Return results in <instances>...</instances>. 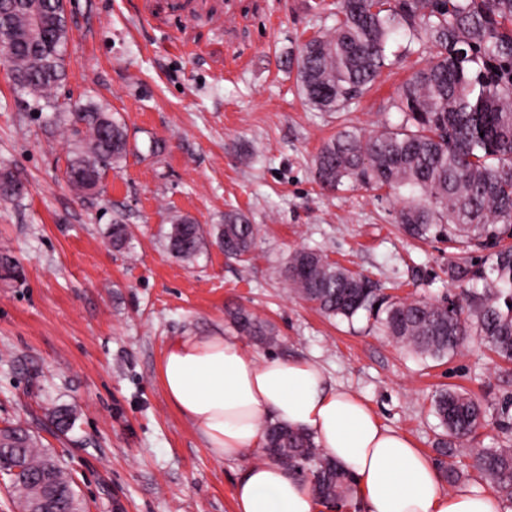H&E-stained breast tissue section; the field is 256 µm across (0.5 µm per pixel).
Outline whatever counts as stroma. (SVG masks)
Segmentation results:
<instances>
[{
	"label": "stroma",
	"mask_w": 512,
	"mask_h": 512,
	"mask_svg": "<svg viewBox=\"0 0 512 512\" xmlns=\"http://www.w3.org/2000/svg\"><path fill=\"white\" fill-rule=\"evenodd\" d=\"M340 3L66 0L70 40L51 109H36L0 64V169L22 186L0 201V428L34 431L84 512H235V483L261 450L213 458L160 377L176 337L236 336L226 314L235 305L276 329L272 345L240 337L246 349L319 363L430 459L444 433L435 393L481 399L478 438L456 447L460 481L486 484L469 466L471 447L512 443L503 428L512 425V362L476 341L424 359L374 320L325 317L286 289L284 264L303 247L368 276L381 294L430 301L462 299L452 268L486 257L404 237L393 222L402 195L320 188L323 142L344 129L399 127L392 101L431 59L397 37L370 91L337 112L310 106L289 62L302 41L335 27ZM74 105L107 108L128 139L119 169L85 197L65 178ZM231 209L257 229L247 260L214 244L190 263L167 251L173 214L209 230ZM116 222L131 233L122 249L110 237ZM62 407L75 417L64 434L52 423Z\"/></svg>",
	"instance_id": "35a3bbf8"
}]
</instances>
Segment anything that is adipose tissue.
<instances>
[{"label":"adipose tissue","instance_id":"adipose-tissue-1","mask_svg":"<svg viewBox=\"0 0 512 512\" xmlns=\"http://www.w3.org/2000/svg\"><path fill=\"white\" fill-rule=\"evenodd\" d=\"M161 376L216 459L237 461L262 445L269 419L310 432L352 474L365 512H508L494 490L446 488L409 437L333 387L316 362L262 359L232 337L188 335L170 345ZM234 501L235 512H317L310 483L272 462L244 469Z\"/></svg>","mask_w":512,"mask_h":512}]
</instances>
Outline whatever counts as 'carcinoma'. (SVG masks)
Wrapping results in <instances>:
<instances>
[{"label":"carcinoma","instance_id":"cac0c4a2","mask_svg":"<svg viewBox=\"0 0 512 512\" xmlns=\"http://www.w3.org/2000/svg\"><path fill=\"white\" fill-rule=\"evenodd\" d=\"M5 1L10 6L0 15V51L9 54L14 85L36 104L49 105L70 40L61 0L0 4ZM340 13L336 28L303 42L296 60L299 91L321 111L338 112L366 93L385 66L388 42L400 32L433 57L398 92L393 107L403 115L400 127L368 136L343 130L323 143L315 157L321 187L332 190L347 181L374 190L408 189L394 220L412 239L486 249L512 235V0H342ZM70 121L81 138L65 176L84 195L125 159L127 136L99 108L72 112ZM165 240L184 262L207 246L201 226L184 215L172 217ZM215 240L225 255L244 261L255 247L256 228L231 209ZM453 276L483 281L480 290H463L473 321L442 302L381 296L368 278L313 250L294 251L286 267L291 290L321 313L348 321L365 313L419 356L446 358L477 336L511 361L512 246L493 248L489 267L457 268ZM229 316L240 334L275 342L273 326L247 307L238 305ZM433 410L445 436L437 467L453 483L459 474L450 444L475 437L484 410L453 390L438 392ZM264 435L270 461L307 480L319 502L347 506L351 476L311 435L278 424L266 426ZM469 458V467L512 504V446L472 448ZM0 472L10 476L22 501L35 492L31 479L43 474L54 486L72 489L21 426L0 429Z\"/></svg>","mask_w":512,"mask_h":512}]
</instances>
